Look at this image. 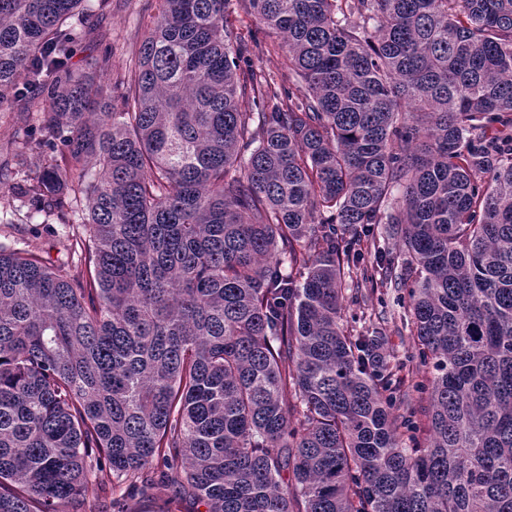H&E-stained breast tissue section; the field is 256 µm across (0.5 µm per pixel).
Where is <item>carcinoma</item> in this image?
Listing matches in <instances>:
<instances>
[{
	"label": "carcinoma",
	"instance_id": "cac0c4a2",
	"mask_svg": "<svg viewBox=\"0 0 512 512\" xmlns=\"http://www.w3.org/2000/svg\"><path fill=\"white\" fill-rule=\"evenodd\" d=\"M108 2L0 0L9 190L88 230L74 274L0 245V512L104 472L206 512H512V0H236L250 43L161 0L116 79L72 62ZM353 274L407 292L423 419L344 324ZM253 64L277 81L283 79L288 86V60L280 50L270 47V51L254 57ZM29 119L15 112H0V163L9 160L16 144L27 138Z\"/></svg>",
	"mask_w": 512,
	"mask_h": 512
}]
</instances>
